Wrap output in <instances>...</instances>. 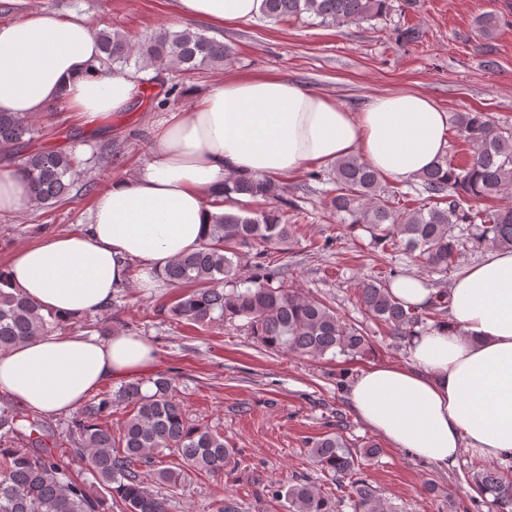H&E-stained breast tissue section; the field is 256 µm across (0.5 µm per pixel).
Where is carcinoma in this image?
Listing matches in <instances>:
<instances>
[{
    "mask_svg": "<svg viewBox=\"0 0 512 512\" xmlns=\"http://www.w3.org/2000/svg\"><path fill=\"white\" fill-rule=\"evenodd\" d=\"M393 0H262L261 14L270 20L308 15L325 25L370 21L387 15ZM483 34L495 35L501 19L484 13ZM101 63L111 71L134 65L137 70L174 66L182 72L222 67L231 61L230 46L189 29L163 30L140 43L118 33L96 34ZM453 128L470 148L462 165L443 158L419 175L418 205L404 210L386 192L382 175L360 157L335 162V195L328 204L341 222L367 232L370 244L389 255L409 256L415 265L437 274L457 267L461 248L470 242L484 248H512V202L483 209L472 202L503 196L512 187V126L499 124L481 111L457 112ZM40 129L28 117L0 112V162L27 180L34 204L50 208L78 184L84 165L76 153L78 134L70 144L31 149ZM273 179L229 177L210 205L224 206L236 196L278 203L262 210L240 208L212 216L206 242L175 260L168 280L186 291L165 312L176 323L207 327H243L263 346L297 356L326 354L363 356L371 350L367 334L345 323L336 309L288 285L289 275L276 250L295 237L286 208L292 203ZM251 256L247 276L240 277L243 256ZM359 299L368 314L405 339L439 325L448 309V291L441 290L424 307L406 306L390 292L387 281L359 284ZM67 321L39 307L18 290L7 289L0 270V352L47 336ZM151 384L153 392L144 391ZM126 411L118 433L107 418ZM73 446L99 485L95 493L59 453L55 431L41 416L11 403H0V512H168V498L149 487L153 482L174 490L194 476L219 478L234 451L224 435L189 420L177 398L173 379L159 373L133 378L103 391L76 410L67 428ZM312 453L339 482H347L353 512H395L379 490L357 472V459L341 438L326 434L312 441ZM482 495L490 494L499 508L512 507V482L495 469L475 476ZM261 495L285 512H338L337 504L304 479L288 487L264 484Z\"/></svg>",
    "mask_w": 512,
    "mask_h": 512,
    "instance_id": "carcinoma-1",
    "label": "carcinoma"
}]
</instances>
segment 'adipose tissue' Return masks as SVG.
<instances>
[{
  "label": "adipose tissue",
  "mask_w": 512,
  "mask_h": 512,
  "mask_svg": "<svg viewBox=\"0 0 512 512\" xmlns=\"http://www.w3.org/2000/svg\"><path fill=\"white\" fill-rule=\"evenodd\" d=\"M261 0H178L181 14L217 25L244 22ZM89 25L37 12L0 24V112L41 115L65 103L93 120L128 109L140 78L97 70ZM448 144V114L402 90L359 109L279 77L230 79L157 131L153 158L97 193L89 222L16 251L11 283L42 312L100 313L117 292L166 282L196 251L227 176L264 178L356 155L383 176L413 179ZM141 275L132 278V267ZM448 320L410 338L406 364H380L348 386L356 414L393 447L448 469L469 453L512 452V250L487 249L449 288ZM144 338L117 332L41 336L0 353V395L43 414L76 410L102 384L152 373Z\"/></svg>",
  "instance_id": "1"
}]
</instances>
